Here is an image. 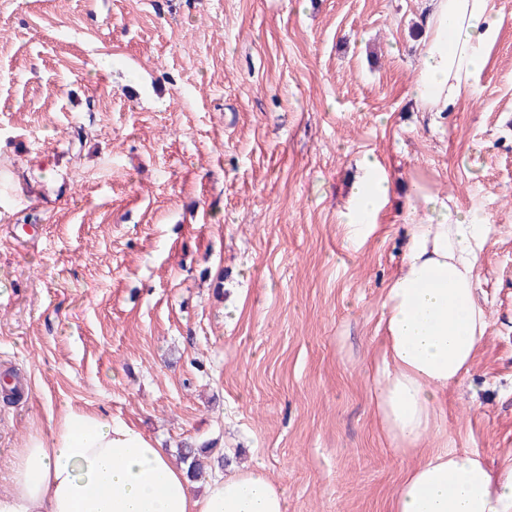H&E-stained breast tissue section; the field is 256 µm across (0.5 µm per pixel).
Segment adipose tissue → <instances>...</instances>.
<instances>
[{
	"instance_id": "adipose-tissue-1",
	"label": "adipose tissue",
	"mask_w": 512,
	"mask_h": 512,
	"mask_svg": "<svg viewBox=\"0 0 512 512\" xmlns=\"http://www.w3.org/2000/svg\"><path fill=\"white\" fill-rule=\"evenodd\" d=\"M422 25L414 95L423 110L448 112L475 92L498 36L494 0H430ZM390 192L388 177L365 162L346 213L349 248L376 231ZM414 194L400 263L384 290L371 397L390 445L424 456L406 471L389 512H512V463L489 468L445 428L448 389L470 373L488 329L479 286L488 236L452 212L447 196L419 182ZM10 484L0 512H287L260 468L234 469L199 493L160 442L73 407L49 434L28 436Z\"/></svg>"
}]
</instances>
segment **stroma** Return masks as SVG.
<instances>
[{"label": "stroma", "mask_w": 512, "mask_h": 512, "mask_svg": "<svg viewBox=\"0 0 512 512\" xmlns=\"http://www.w3.org/2000/svg\"><path fill=\"white\" fill-rule=\"evenodd\" d=\"M429 0H0V495L66 407L261 467L288 512H388L367 380L414 181L489 226L448 431L512 461V0L474 96L412 95ZM392 183L358 250L362 159Z\"/></svg>", "instance_id": "1"}]
</instances>
